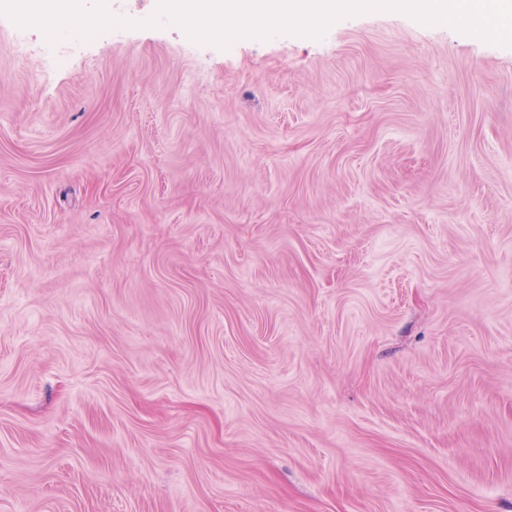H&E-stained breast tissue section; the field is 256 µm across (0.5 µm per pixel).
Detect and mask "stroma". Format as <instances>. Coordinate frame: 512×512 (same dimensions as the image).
I'll return each instance as SVG.
<instances>
[{"label":"stroma","mask_w":512,"mask_h":512,"mask_svg":"<svg viewBox=\"0 0 512 512\" xmlns=\"http://www.w3.org/2000/svg\"><path fill=\"white\" fill-rule=\"evenodd\" d=\"M157 6L0 14V512H512V46Z\"/></svg>","instance_id":"stroma-1"}]
</instances>
